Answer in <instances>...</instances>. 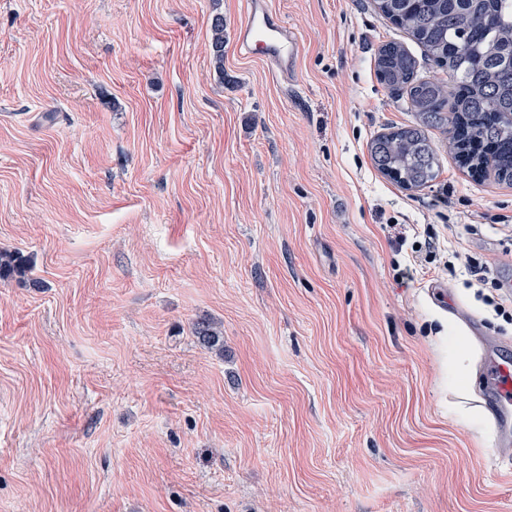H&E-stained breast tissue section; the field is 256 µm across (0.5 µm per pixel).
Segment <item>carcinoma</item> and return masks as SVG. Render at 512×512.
<instances>
[{"label": "carcinoma", "instance_id": "cac0c4a2", "mask_svg": "<svg viewBox=\"0 0 512 512\" xmlns=\"http://www.w3.org/2000/svg\"><path fill=\"white\" fill-rule=\"evenodd\" d=\"M379 11L419 45L455 84L453 102L436 80L415 76L416 60L399 42L380 51V81L406 94L420 124L394 128L369 146L376 168L407 188L436 176L437 151L424 128L445 129L448 153L468 174L481 179L487 166L500 182H512V0H377ZM211 50L224 64V15L211 19ZM16 252L0 251V275L23 274ZM208 348L224 349L212 323L195 325Z\"/></svg>", "mask_w": 512, "mask_h": 512}]
</instances>
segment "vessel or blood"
Wrapping results in <instances>:
<instances>
[{
	"instance_id": "b4317fda",
	"label": "vessel or blood",
	"mask_w": 512,
	"mask_h": 512,
	"mask_svg": "<svg viewBox=\"0 0 512 512\" xmlns=\"http://www.w3.org/2000/svg\"><path fill=\"white\" fill-rule=\"evenodd\" d=\"M235 48L243 57L263 61L281 80L293 79L302 50L300 34L288 26L269 0H249L247 13L235 27ZM488 379L503 422L512 421V359L491 363Z\"/></svg>"
}]
</instances>
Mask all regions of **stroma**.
Listing matches in <instances>:
<instances>
[{"mask_svg": "<svg viewBox=\"0 0 512 512\" xmlns=\"http://www.w3.org/2000/svg\"><path fill=\"white\" fill-rule=\"evenodd\" d=\"M247 2L0 0V250L31 266L0 277V512H512L480 344L512 357V185L435 127L427 186L374 166L418 121L381 46L443 77L374 0H272L291 83L237 53ZM397 224L453 269L404 277ZM211 50L217 65L224 63V16L217 13L211 19Z\"/></svg>", "mask_w": 512, "mask_h": 512, "instance_id": "stroma-1", "label": "stroma"}]
</instances>
